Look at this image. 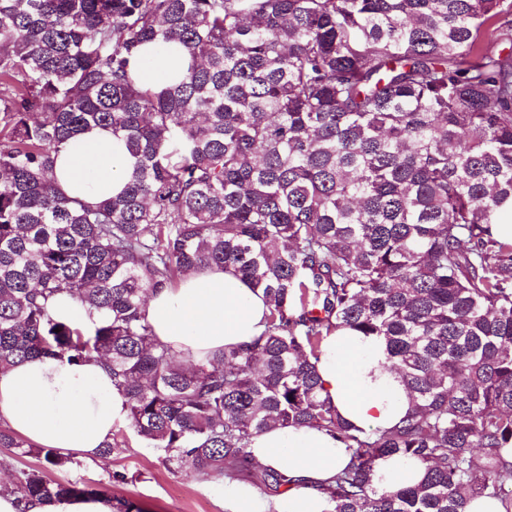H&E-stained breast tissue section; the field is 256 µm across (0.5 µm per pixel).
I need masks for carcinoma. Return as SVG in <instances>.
I'll use <instances>...</instances> for the list:
<instances>
[{"instance_id":"cac0c4a2","label":"carcinoma","mask_w":512,"mask_h":512,"mask_svg":"<svg viewBox=\"0 0 512 512\" xmlns=\"http://www.w3.org/2000/svg\"><path fill=\"white\" fill-rule=\"evenodd\" d=\"M187 70L141 81L136 54ZM110 128L136 164L95 205L56 185L74 135ZM0 370L99 357L130 425L174 469L288 484L244 454L315 427L349 465L331 512L512 508V0H0ZM261 291L251 344L195 363L145 317L206 267ZM67 292L91 328L52 316ZM340 327L376 336L413 409L349 427L315 362ZM0 448L73 462L0 424ZM416 486L371 484L386 457ZM22 499L91 493L29 469ZM141 62V78L147 84H160L170 75H174L187 66V61L181 50L167 48L155 49L147 46L143 50Z\"/></svg>"}]
</instances>
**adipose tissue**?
<instances>
[{
    "instance_id": "obj_1",
    "label": "adipose tissue",
    "mask_w": 512,
    "mask_h": 512,
    "mask_svg": "<svg viewBox=\"0 0 512 512\" xmlns=\"http://www.w3.org/2000/svg\"><path fill=\"white\" fill-rule=\"evenodd\" d=\"M141 78L160 84L187 66L181 50L145 47ZM134 160L121 139L94 129L78 133L61 149L55 166L60 190L95 204L122 191ZM263 298L232 271L218 267L188 273L173 288L151 296L146 317L156 337L182 359L247 344L266 329ZM385 343L341 328L327 336L316 364L321 395L349 425L390 429L411 409L399 376L385 369ZM128 398L100 359L82 363L68 356H46L0 371V421L30 442L61 453L97 459L105 442L128 421ZM249 460L283 472L288 491L275 499L245 485H229V512H330L324 493L350 460L347 448L328 432L310 427H274L248 442ZM422 465L387 457L376 465L372 482L392 489L417 484ZM111 495L65 500H21L0 493V512H118Z\"/></svg>"
}]
</instances>
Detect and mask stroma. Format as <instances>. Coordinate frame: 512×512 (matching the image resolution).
I'll list each match as a JSON object with an SVG mask.
<instances>
[{"label":"stroma","mask_w":512,"mask_h":512,"mask_svg":"<svg viewBox=\"0 0 512 512\" xmlns=\"http://www.w3.org/2000/svg\"><path fill=\"white\" fill-rule=\"evenodd\" d=\"M109 460H79L63 469L44 466L36 456L15 457L0 451V486L14 471L42 470L53 481H70L132 501L149 512H226L225 477L169 469L162 449L142 441L130 426L113 434Z\"/></svg>","instance_id":"35a3bbf8"}]
</instances>
